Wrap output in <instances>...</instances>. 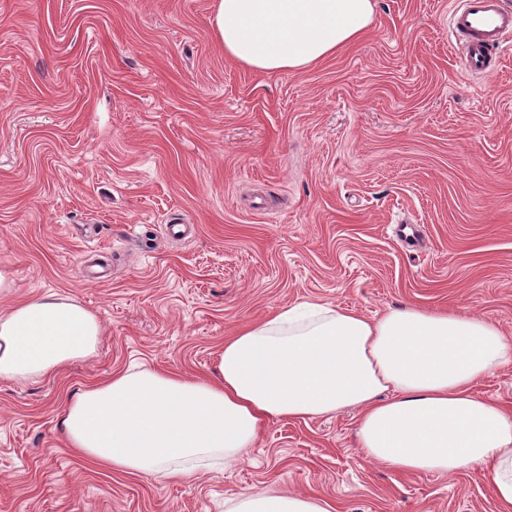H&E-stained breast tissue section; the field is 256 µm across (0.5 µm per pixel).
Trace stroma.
Wrapping results in <instances>:
<instances>
[{"label":"stroma","instance_id":"obj_1","mask_svg":"<svg viewBox=\"0 0 512 512\" xmlns=\"http://www.w3.org/2000/svg\"><path fill=\"white\" fill-rule=\"evenodd\" d=\"M375 3L354 46L259 73L225 58L213 0H0V311L55 293L103 327L87 360L0 378V512H225L269 488L333 512H497L480 471L368 460L350 409L271 423L244 462L183 480L98 467L58 427L131 366L213 375L225 336L295 303L512 334V49L467 75L453 0Z\"/></svg>","mask_w":512,"mask_h":512}]
</instances>
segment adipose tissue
Returning <instances> with one entry per match:
<instances>
[{
  "instance_id": "ef3b65f1",
  "label": "adipose tissue",
  "mask_w": 512,
  "mask_h": 512,
  "mask_svg": "<svg viewBox=\"0 0 512 512\" xmlns=\"http://www.w3.org/2000/svg\"><path fill=\"white\" fill-rule=\"evenodd\" d=\"M374 0H214L212 35L257 72L301 71L368 31ZM102 325L79 303L31 297L0 315V377L27 382L93 356ZM512 362V338L466 312L401 307L370 318L306 302L224 340L217 381L143 367L67 403L70 447L115 470L183 479L238 463L271 422L357 410L365 456L410 474L489 475L512 512V411L473 384ZM312 494H245L228 512H330Z\"/></svg>"
}]
</instances>
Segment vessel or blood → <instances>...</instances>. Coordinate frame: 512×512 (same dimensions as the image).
<instances>
[{"label": "vessel or blood", "instance_id": "1", "mask_svg": "<svg viewBox=\"0 0 512 512\" xmlns=\"http://www.w3.org/2000/svg\"><path fill=\"white\" fill-rule=\"evenodd\" d=\"M451 33L461 50L466 74H491L507 37L512 36V11L501 0H461L450 15Z\"/></svg>", "mask_w": 512, "mask_h": 512}]
</instances>
